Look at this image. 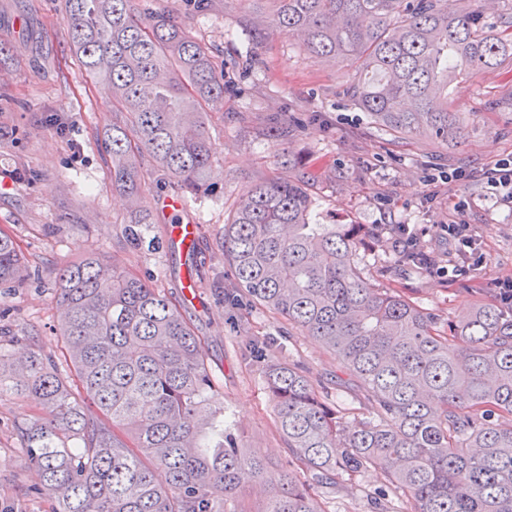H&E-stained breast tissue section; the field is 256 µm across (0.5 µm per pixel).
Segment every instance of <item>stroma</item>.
I'll return each instance as SVG.
<instances>
[{
    "label": "stroma",
    "instance_id": "35a3bbf8",
    "mask_svg": "<svg viewBox=\"0 0 512 512\" xmlns=\"http://www.w3.org/2000/svg\"><path fill=\"white\" fill-rule=\"evenodd\" d=\"M141 15H169L207 44L217 68L234 79L224 102L205 117L215 144L209 187L195 195L188 218L200 226L204 265L196 298L186 302L218 380L210 407L239 444L269 463L288 458L277 430L265 372L274 364L306 370L320 392L346 413L362 414L340 362L309 336L247 298L225 300L233 288L218 241L238 198L256 182L287 177L282 154L306 157L319 172L312 189L322 224H360V266L376 287L406 296L440 324L465 319L480 301L496 297L498 279L512 277V209L484 180L450 185L442 173L483 171L512 156V64L470 74L448 88V104L463 113L457 141L392 135L352 102L357 78L351 61L325 65L299 36L270 37L253 0H214L206 14L188 0H135ZM64 0H0V229L20 245L32 280L0 294V347L36 349L61 361L62 308L55 282L66 263L103 252L169 297H180L185 255L164 232L161 199L176 193L172 179L143 156L140 205L153 221L145 246L126 242L128 198L112 188L104 143L123 114L106 88L94 83L71 47ZM281 125L273 136L271 121ZM465 200L464 218L481 241L483 266L450 279L403 264L392 227L413 225L433 260L447 263L454 246L440 233L453 206ZM36 401L0 402V512H49V495L25 461L18 420L38 414ZM384 482L378 467L358 473L351 486L315 488L325 512H376Z\"/></svg>",
    "mask_w": 512,
    "mask_h": 512
}]
</instances>
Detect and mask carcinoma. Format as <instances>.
I'll use <instances>...</instances> for the list:
<instances>
[{
    "instance_id": "obj_1",
    "label": "carcinoma",
    "mask_w": 512,
    "mask_h": 512,
    "mask_svg": "<svg viewBox=\"0 0 512 512\" xmlns=\"http://www.w3.org/2000/svg\"><path fill=\"white\" fill-rule=\"evenodd\" d=\"M264 1L270 26L300 35L319 60L359 64L351 99L395 134L448 144L464 123L448 107V85L512 61V7L489 23L478 0H253ZM65 2L75 54L125 116L105 143L112 188L138 197L147 153L195 196L215 155L204 116L230 86L210 47L167 16L138 15L132 0ZM283 165L297 175L238 200L224 258L254 304L344 364L369 416H345L297 366L269 367L290 455L288 466H270L215 420V380L182 307L106 256H88L65 264L56 283L77 388L52 357L0 349V400L41 401V416L16 429L53 512H242L246 486L266 492L264 512H323L314 487L373 464L407 512H512V315L485 303L445 331L405 296L374 287L356 263L364 233L315 223L319 174L302 159ZM149 223L132 211L130 243ZM28 278L16 240L0 231V289Z\"/></svg>"
}]
</instances>
